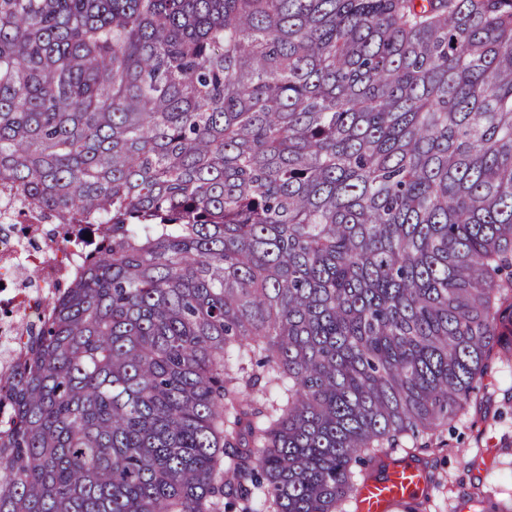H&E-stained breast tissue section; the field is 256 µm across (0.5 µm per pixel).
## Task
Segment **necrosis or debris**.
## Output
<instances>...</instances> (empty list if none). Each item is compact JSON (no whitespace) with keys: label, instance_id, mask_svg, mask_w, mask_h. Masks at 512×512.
Instances as JSON below:
<instances>
[{"label":"necrosis or debris","instance_id":"necrosis-or-debris-1","mask_svg":"<svg viewBox=\"0 0 512 512\" xmlns=\"http://www.w3.org/2000/svg\"><path fill=\"white\" fill-rule=\"evenodd\" d=\"M12 206L0 199V304L14 315L12 322H0L1 364L23 350L27 324L44 317V296L63 283L79 256L78 247L54 235L42 215L28 218L26 239H15L8 228Z\"/></svg>","mask_w":512,"mask_h":512}]
</instances>
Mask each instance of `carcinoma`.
Here are the masks:
<instances>
[{
    "mask_svg": "<svg viewBox=\"0 0 512 512\" xmlns=\"http://www.w3.org/2000/svg\"><path fill=\"white\" fill-rule=\"evenodd\" d=\"M0 192V512H347L512 352V0H0ZM12 206L7 198L0 199V303L14 315L12 322H0L3 371L8 357L13 361L28 340L26 324L47 312L42 303L44 296L63 283L80 255L79 247L53 234V224L44 215L29 213L27 239H15L8 226Z\"/></svg>",
    "mask_w": 512,
    "mask_h": 512,
    "instance_id": "1",
    "label": "carcinoma"
}]
</instances>
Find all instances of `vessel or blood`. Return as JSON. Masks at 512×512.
Masks as SVG:
<instances>
[{"mask_svg": "<svg viewBox=\"0 0 512 512\" xmlns=\"http://www.w3.org/2000/svg\"><path fill=\"white\" fill-rule=\"evenodd\" d=\"M424 487L421 469L403 464L389 466L383 477L364 483L357 512H407Z\"/></svg>", "mask_w": 512, "mask_h": 512, "instance_id": "b4317fda", "label": "vessel or blood"}]
</instances>
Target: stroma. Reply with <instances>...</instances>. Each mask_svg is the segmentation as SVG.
<instances>
[{"label":"stroma","instance_id":"obj_1","mask_svg":"<svg viewBox=\"0 0 512 512\" xmlns=\"http://www.w3.org/2000/svg\"><path fill=\"white\" fill-rule=\"evenodd\" d=\"M392 456L427 468V512H512V360L491 363L482 399L433 440L404 439Z\"/></svg>","mask_w":512,"mask_h":512}]
</instances>
